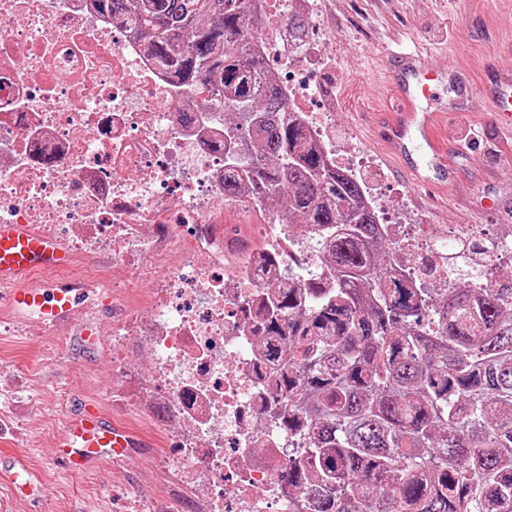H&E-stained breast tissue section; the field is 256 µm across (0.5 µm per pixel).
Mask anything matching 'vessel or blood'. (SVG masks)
Wrapping results in <instances>:
<instances>
[{"mask_svg":"<svg viewBox=\"0 0 512 512\" xmlns=\"http://www.w3.org/2000/svg\"><path fill=\"white\" fill-rule=\"evenodd\" d=\"M385 69L394 74L395 110L390 113L381 141L386 151L410 172L417 185L443 187L451 181L448 162L436 148L433 128L436 115L419 108L417 99L442 83L449 66L431 62L419 52L387 50ZM491 100L502 127L512 132V73L504 76ZM73 257L55 239L35 232L27 224L0 223V287L9 309L20 318H36L49 327L70 322L91 288L84 283H54L29 286L39 271L68 268ZM129 434L87 407L78 408L58 437L57 461L73 474L88 469L97 460L121 456L131 447ZM8 474L15 490L36 497L38 490L25 464L15 456H0V475Z\"/></svg>","mask_w":512,"mask_h":512,"instance_id":"b4317fda","label":"vessel or blood"}]
</instances>
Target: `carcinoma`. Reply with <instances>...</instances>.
I'll return each mask as SVG.
<instances>
[{
    "instance_id": "cac0c4a2",
    "label": "carcinoma",
    "mask_w": 512,
    "mask_h": 512,
    "mask_svg": "<svg viewBox=\"0 0 512 512\" xmlns=\"http://www.w3.org/2000/svg\"><path fill=\"white\" fill-rule=\"evenodd\" d=\"M138 24L176 84L245 127L224 196L270 200L331 238L340 285L275 288L254 329L275 376L272 418L308 437L281 479L309 512H512V288L440 294L388 275L363 187L328 163L257 48L254 0H97ZM314 307L305 311L302 300Z\"/></svg>"
}]
</instances>
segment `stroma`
Returning <instances> with one entry per match:
<instances>
[{"label":"stroma","instance_id":"35a3bbf8","mask_svg":"<svg viewBox=\"0 0 512 512\" xmlns=\"http://www.w3.org/2000/svg\"><path fill=\"white\" fill-rule=\"evenodd\" d=\"M306 21L323 35L320 65L310 74L311 108L334 115L337 145L360 159L359 179L383 202L403 207L420 235L435 237L452 224L512 222V152L501 147L495 115L483 104L458 116L476 133L469 153L449 152L454 179L435 197L411 187L375 139L392 91L374 76L379 57L396 46L420 51L447 47L464 85L449 84L443 101H464L465 85L483 86L512 54V0H316ZM99 327L95 350L80 339ZM107 414L129 431L125 456L68 476L53 460L56 439L79 405ZM0 455L26 461L39 486V502L14 498L0 480V512H127L135 493L167 512L191 501L177 468L170 433L143 409L123 404L112 392V313L87 303L65 327L55 330L19 319L0 301Z\"/></svg>","mask_w":512,"mask_h":512}]
</instances>
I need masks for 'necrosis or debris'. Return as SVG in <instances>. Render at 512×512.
Returning <instances> with one entry per match:
<instances>
[{
	"label": "necrosis or debris",
	"instance_id": "4bbe7bcc",
	"mask_svg": "<svg viewBox=\"0 0 512 512\" xmlns=\"http://www.w3.org/2000/svg\"><path fill=\"white\" fill-rule=\"evenodd\" d=\"M311 0H277L259 38L290 103L312 94L304 70L321 40L293 44L282 18ZM224 119L204 88L173 83L131 27L94 0H0V222L31 224L91 256L112 255V292L148 285L140 306L112 310L114 381L171 431L183 482L202 512H307L281 481L294 456L269 417L280 361L265 360L252 305L289 279L334 287L321 237L259 212L261 247L226 234ZM379 230L434 265L432 287L494 288L512 265V228L456 224L426 240L379 210ZM137 341L151 373L128 361Z\"/></svg>",
	"mask_w": 512,
	"mask_h": 512
}]
</instances>
